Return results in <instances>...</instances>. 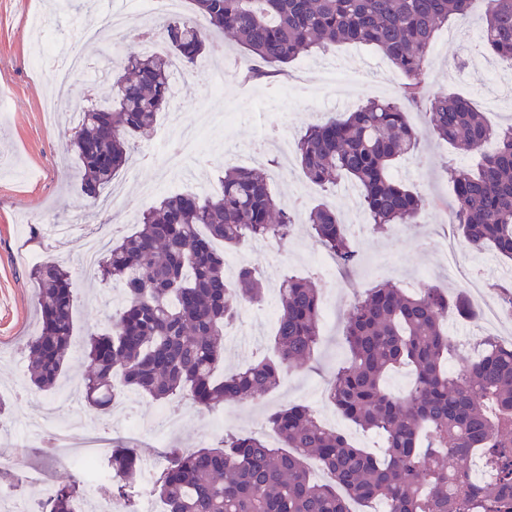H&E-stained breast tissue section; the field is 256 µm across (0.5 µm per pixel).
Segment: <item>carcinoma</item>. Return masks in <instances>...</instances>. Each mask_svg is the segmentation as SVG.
<instances>
[{"label":"carcinoma","instance_id":"obj_1","mask_svg":"<svg viewBox=\"0 0 512 512\" xmlns=\"http://www.w3.org/2000/svg\"><path fill=\"white\" fill-rule=\"evenodd\" d=\"M198 23L166 18L160 35L171 54L126 58L112 78L115 106H79L71 142L81 164L82 192L96 200L129 159L131 141L154 126L171 97L170 68H193L216 31L234 42L248 64L269 77L301 57L324 54L338 43L379 50L405 82L403 94L422 96L421 74L438 32L468 16L470 0H193ZM489 53L512 65V0H488L482 23ZM432 136L481 154L475 171H451L459 209L455 223L467 245L492 246L512 260V125L491 127L470 99L439 93L427 112ZM422 132L389 100L368 99L354 109L309 124L296 142V161L315 185L347 180L358 188L371 223L390 230L414 224L429 200L391 173L414 153ZM219 193L178 194L145 210L135 230L100 257L95 274L118 283L124 304L106 329L86 342L88 371L79 379L89 407L105 410L126 391L156 401L189 396L205 409L245 403L274 389L292 363L311 359L322 319L320 289L291 273L279 284L281 311L275 356L217 377L224 364L225 330L239 303H259L257 270L224 274V252L253 239L283 242L293 218L270 192L264 170L228 166ZM316 243L345 264L357 251L336 210L307 211ZM40 326L28 338V378L43 391L67 370L73 335L68 272L44 261L30 272ZM469 318L468 298L426 286L416 293L379 284L357 297L348 312L344 342L349 358L332 375L327 400L346 419L384 438L381 455L328 429L306 405L267 414L265 424L283 444L274 448L256 432L224 435L223 443L173 448L153 489L163 512H351L349 501L384 502L390 512H512V344L481 340L480 357L448 373L452 344L448 311ZM408 368L402 394L389 391L390 372ZM483 460L490 481L468 482V463ZM112 495L137 512L132 488L140 471L132 448L108 459ZM85 481L76 476L50 498L48 512H76Z\"/></svg>","mask_w":512,"mask_h":512}]
</instances>
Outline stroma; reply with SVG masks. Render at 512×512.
Wrapping results in <instances>:
<instances>
[{
    "instance_id": "35a3bbf8",
    "label": "stroma",
    "mask_w": 512,
    "mask_h": 512,
    "mask_svg": "<svg viewBox=\"0 0 512 512\" xmlns=\"http://www.w3.org/2000/svg\"><path fill=\"white\" fill-rule=\"evenodd\" d=\"M486 0H474L470 18L449 22L437 36L426 66L424 81L430 92L458 93L469 97L494 126L512 124V100L489 107L490 78L477 61ZM39 11L47 36L57 51H64L79 40L81 28L100 29L109 8L98 0L95 8L85 10L69 0H0V99L8 103L0 112V400L7 409L0 414V455L18 458L29 468L41 471L44 483L12 482L13 492L31 502H41L46 484L61 485L70 480L71 468L50 456L43 447L32 445L14 435V423L24 417L38 416L52 407L57 421L68 419L72 403L67 387L87 370L84 345L90 332L107 327L120 309L123 295L119 285H101L83 264L85 235L100 230L107 241L130 234L140 214L156 205L159 195L145 194L155 183L159 170H166L174 193H193L195 179L167 170L165 146L166 114H159L151 134L140 140L128 164L119 173L121 184L112 201L111 215H103L96 204L81 191L79 164L70 148L77 124L76 117L57 120L42 110L50 74L47 69L33 70L30 52L34 30L28 21ZM212 45L223 48L222 55L207 54L206 59L222 69L224 99L216 101L205 86H191L180 111L185 121H193L201 110L230 111L231 119L217 134H205L202 152L213 159L206 179L217 184L225 163L245 149L257 147L265 134L277 129L296 141L305 127L324 116L351 109L368 98H396L403 78L376 50L355 45H339L318 58H303L290 63L273 82L255 81L239 74V51L225 44L223 35H214ZM356 67L357 81L347 94L324 88V70ZM258 149V147H257ZM273 153L258 149L255 164L265 166L270 188L283 204L297 195H305L307 206L325 203L342 215L361 214L358 198L345 184L326 191L313 185L300 167L280 171ZM474 153L428 139L421 148L402 158L394 167L398 179L429 198L431 205L415 224H404L397 231L379 233L365 225L356 239L358 264L352 270H337L334 280L317 279L307 256L315 242L304 215L294 218L293 232L285 247H274L266 259L258 261V271L266 288L262 304H248L234 327L235 332L259 333L260 343L224 354V370L231 373L267 357L271 353L273 324L262 323L266 308L278 307L277 288L283 271L317 279L323 294L336 298L335 320L322 321L320 343L308 362L289 367L277 389L259 400L227 404L205 410L186 404L182 427L167 435L148 432L134 443L141 461L164 465L169 448H195L199 444H218L225 432L253 431L263 424L272 410L292 403H304L321 413L327 427L342 430L351 441L377 451L380 441L342 418L334 408L324 405L322 392L326 380L343 364L348 352L343 342L346 312L356 294L374 284L391 280L415 289L422 283L434 284L448 293L462 291L459 278L443 269L444 237L453 221L457 200L445 172L446 166L474 167ZM54 260L69 272L74 297L73 345L69 357L67 384L54 392L36 390L26 377L25 343L38 323V303L30 271L34 255ZM448 322L466 335V343L457 350L450 366L459 368L475 353V344L484 336L512 343V321L486 324L484 315L464 320L449 314ZM126 408L113 415L89 411L93 425L125 428L127 421L147 425L157 422L161 405L149 396L132 393Z\"/></svg>"
}]
</instances>
